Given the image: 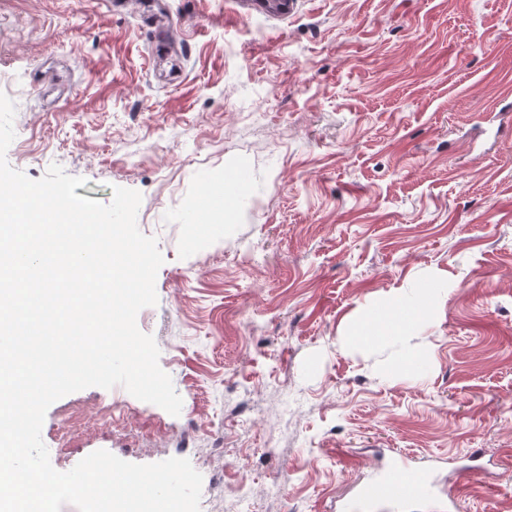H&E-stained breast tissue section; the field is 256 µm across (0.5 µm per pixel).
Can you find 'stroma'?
<instances>
[{
  "instance_id": "stroma-1",
  "label": "stroma",
  "mask_w": 512,
  "mask_h": 512,
  "mask_svg": "<svg viewBox=\"0 0 512 512\" xmlns=\"http://www.w3.org/2000/svg\"><path fill=\"white\" fill-rule=\"evenodd\" d=\"M167 10L174 60L138 0H0L7 161L33 179L59 164L104 203L141 193L164 262L137 326L183 401L173 416L120 386L69 394L46 412L48 451L69 448L67 471L100 449L189 460L200 512H336L399 457L434 481L401 512L451 495L512 512V119H492L512 106V0ZM394 293L435 317L355 342ZM115 400L130 413L111 428ZM488 462L492 479L458 486Z\"/></svg>"
}]
</instances>
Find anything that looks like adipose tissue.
Wrapping results in <instances>:
<instances>
[{
    "label": "adipose tissue",
    "instance_id": "ef3b65f1",
    "mask_svg": "<svg viewBox=\"0 0 512 512\" xmlns=\"http://www.w3.org/2000/svg\"><path fill=\"white\" fill-rule=\"evenodd\" d=\"M432 313L433 309L426 300L418 298L410 301L396 295L358 327L355 337L359 341L372 343L399 336L409 332Z\"/></svg>",
    "mask_w": 512,
    "mask_h": 512
}]
</instances>
